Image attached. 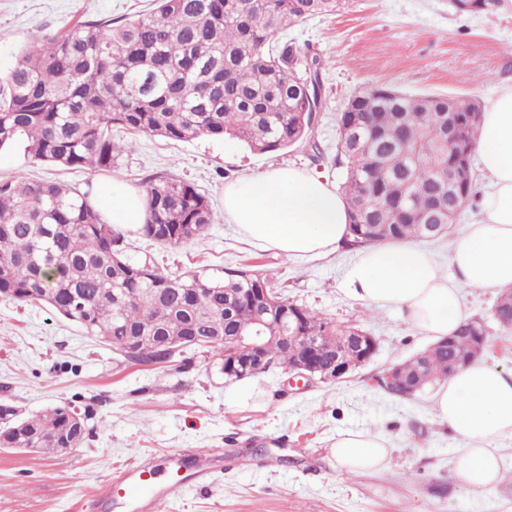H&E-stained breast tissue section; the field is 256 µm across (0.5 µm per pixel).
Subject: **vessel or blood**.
Instances as JSON below:
<instances>
[{
    "mask_svg": "<svg viewBox=\"0 0 512 512\" xmlns=\"http://www.w3.org/2000/svg\"><path fill=\"white\" fill-rule=\"evenodd\" d=\"M212 456L203 451H180L163 466L132 464L98 488V502L105 512H161L178 491L206 485Z\"/></svg>",
    "mask_w": 512,
    "mask_h": 512,
    "instance_id": "b4317fda",
    "label": "vessel or blood"
}]
</instances>
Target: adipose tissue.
Returning a JSON list of instances; mask_svg holds the SVG:
<instances>
[{
  "mask_svg": "<svg viewBox=\"0 0 512 512\" xmlns=\"http://www.w3.org/2000/svg\"><path fill=\"white\" fill-rule=\"evenodd\" d=\"M475 149L486 182L475 216L448 254L453 275L411 240L370 245L343 274L344 286L366 307L392 312L437 339L464 321L462 289L512 286V86L491 101ZM91 199L100 204L103 220L116 227L137 230L147 220L141 189L101 180ZM224 218L247 240L300 259L335 252L350 238L345 202L327 177L289 165L227 184ZM432 400L438 420L462 443L456 478L473 491L495 487L502 471L492 443L512 437V372L471 363L449 377ZM388 452L383 435L363 430L342 433L331 446L340 472L348 476L383 468Z\"/></svg>",
  "mask_w": 512,
  "mask_h": 512,
  "instance_id": "adipose-tissue-1",
  "label": "adipose tissue"
}]
</instances>
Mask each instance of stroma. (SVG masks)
<instances>
[{
  "label": "stroma",
  "instance_id": "stroma-1",
  "mask_svg": "<svg viewBox=\"0 0 512 512\" xmlns=\"http://www.w3.org/2000/svg\"><path fill=\"white\" fill-rule=\"evenodd\" d=\"M149 7L150 0H0V72L46 35L84 20L122 22ZM288 35L324 63L309 141L255 154L228 136L141 134L108 175L37 162L19 142L0 150V180L52 178L82 192L106 176L136 187L157 174L191 182L215 213L208 234L172 248L127 230L130 256L165 273L188 267L220 276L241 263L275 269L288 301L366 330L378 341L375 356L339 382L292 387L281 370L231 381L199 353L183 367L128 363L49 307L0 298V403L26 413L69 404L102 421L61 455L0 448V512H101L96 491L115 470L188 448L219 449L212 478L162 512H512V438L497 443L500 484L467 491L453 473L459 443L438 422L431 392L399 399L377 389L375 375L432 340L343 288L357 247L296 259L245 240L223 207L226 183L272 165L321 173L340 185L336 115L353 92L388 86L488 105L512 86V10L459 16L448 0H358ZM497 297L494 289L467 288L462 303L468 317L486 325L483 360L512 371V328L493 318ZM356 429L384 434L391 452L381 470L347 477L330 445Z\"/></svg>",
  "mask_w": 512,
  "mask_h": 512
}]
</instances>
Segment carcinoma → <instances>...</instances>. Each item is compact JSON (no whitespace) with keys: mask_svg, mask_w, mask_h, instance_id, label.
<instances>
[{"mask_svg":"<svg viewBox=\"0 0 512 512\" xmlns=\"http://www.w3.org/2000/svg\"><path fill=\"white\" fill-rule=\"evenodd\" d=\"M352 0H152L149 10L116 25L81 21L19 52L0 76V148L22 140L31 156L69 170L112 171L129 142L112 128L173 140L229 135L252 152L273 153L302 141L318 103L312 92L322 62L284 32L335 15ZM505 0L475 9L451 0L460 15H494ZM335 164L352 242L426 241L450 232L473 196L479 103L446 94H409L377 86L351 94L336 117ZM468 177L448 187V174ZM143 235L176 247L215 223L210 201L192 183L169 175L143 182ZM274 273L250 265L165 274L127 256L123 236L87 195L57 181L14 177L0 182V297L36 301L137 364H186L199 351L224 373V337L252 325L245 301L224 321V303L248 288H269ZM302 328L319 339L321 366L339 329L303 307ZM464 321L448 345L422 362H402L404 378L440 383L462 367L473 336ZM271 368L287 370L295 354L273 343ZM93 416L66 404L37 414L0 412V448L43 454L84 443Z\"/></svg>","mask_w":512,"mask_h":512,"instance_id":"obj_1","label":"carcinoma"}]
</instances>
